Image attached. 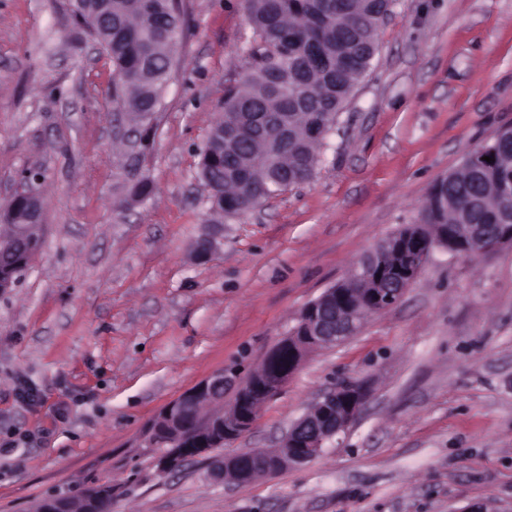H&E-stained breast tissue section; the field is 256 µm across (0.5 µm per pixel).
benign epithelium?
I'll return each instance as SVG.
<instances>
[{"mask_svg":"<svg viewBox=\"0 0 512 512\" xmlns=\"http://www.w3.org/2000/svg\"><path fill=\"white\" fill-rule=\"evenodd\" d=\"M266 120L277 141L285 142L292 130L289 112H270ZM504 130H499L486 144L468 152L463 165L472 170L481 168L482 157H495L504 146ZM43 173L38 169L24 172L0 219H10L19 207H27V237H1L0 251L16 254L17 262L0 267V293L14 287L15 275L28 267L29 258L42 245L44 206L40 193ZM512 245V223L498 224L486 235L472 224H462L452 240L448 234L431 240L415 238L392 243L397 260L391 267L376 261L381 243L358 262L355 273L366 285L364 296L372 307L385 311L397 304L406 288L417 278L433 250L442 247L458 257H471ZM338 291L331 286L309 302L302 310L297 326L274 346L264 358L258 371L261 377L251 376L236 391L239 406L232 415L219 413L204 425L187 427L185 417L201 406L224 405L226 374L220 370L201 379L169 401L161 410L160 424L147 429V444L175 446L169 454H160L155 464L159 472L168 473L176 460L192 459L209 453V449L234 440L249 432L256 421L252 412L257 400L276 395L300 368L313 351L339 346L359 331L366 322L367 307L350 298L336 301ZM366 400L363 386L342 382L323 393L292 426L277 439L273 450L257 448L247 453L226 456L213 463V476L226 483H247L256 476L270 475L292 466H302L321 455L325 444L345 431L359 414ZM101 493L93 487L77 498L51 495L46 497L43 512H97Z\"/></svg>","mask_w":512,"mask_h":512,"instance_id":"1","label":"benign epithelium"}]
</instances>
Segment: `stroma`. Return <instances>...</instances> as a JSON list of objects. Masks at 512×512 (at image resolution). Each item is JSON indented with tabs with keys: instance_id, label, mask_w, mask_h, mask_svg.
<instances>
[{
	"instance_id": "35a3bbf8",
	"label": "stroma",
	"mask_w": 512,
	"mask_h": 512,
	"mask_svg": "<svg viewBox=\"0 0 512 512\" xmlns=\"http://www.w3.org/2000/svg\"><path fill=\"white\" fill-rule=\"evenodd\" d=\"M180 4L154 143L130 158L112 63L69 0H0V204L45 174L42 250L0 294V512L102 484L110 512H512L509 245L435 249L398 305L311 353L216 454L274 447L336 382L361 383L363 409L310 463L227 484L208 455L160 474L145 443L215 370L232 400L310 301L512 126V0H392L313 178L240 218L212 212L197 169L251 67L245 2ZM143 177L152 192L125 204Z\"/></svg>"
}]
</instances>
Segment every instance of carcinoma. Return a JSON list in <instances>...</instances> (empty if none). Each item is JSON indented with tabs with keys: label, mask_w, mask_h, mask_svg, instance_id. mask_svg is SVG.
I'll return each mask as SVG.
<instances>
[{
	"label": "carcinoma",
	"mask_w": 512,
	"mask_h": 512,
	"mask_svg": "<svg viewBox=\"0 0 512 512\" xmlns=\"http://www.w3.org/2000/svg\"><path fill=\"white\" fill-rule=\"evenodd\" d=\"M253 25L250 54L254 67L224 98V113L212 130L243 121L250 135L233 148L207 155L205 180L216 190L224 216H245L276 192L308 182L317 167L320 146L336 126L339 112L358 77L371 64L388 0H246ZM89 36L102 42L99 30L112 32L104 50L118 81L112 89L117 111L142 121V113L160 110L173 62L167 36L183 31L181 14L170 12V0H86L75 15ZM288 78V110L299 114L302 133L288 138V173L265 165L269 132L265 116L278 110L274 87ZM499 170L487 167L473 175L460 167L434 183L413 230L434 224H497L512 210V197L497 192Z\"/></svg>",
	"instance_id": "1"
}]
</instances>
